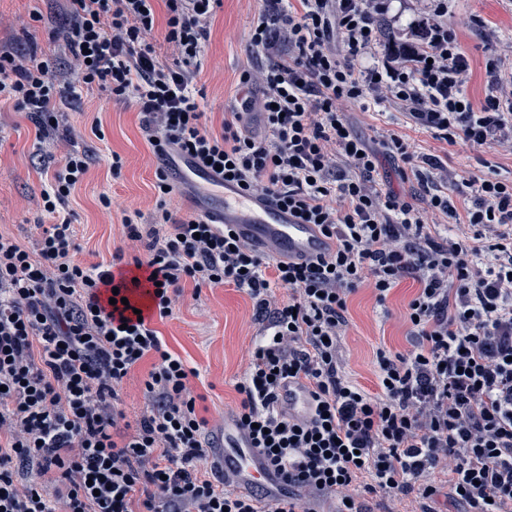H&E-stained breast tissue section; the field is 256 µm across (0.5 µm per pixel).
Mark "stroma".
Instances as JSON below:
<instances>
[{"label":"stroma","instance_id":"1","mask_svg":"<svg viewBox=\"0 0 512 512\" xmlns=\"http://www.w3.org/2000/svg\"><path fill=\"white\" fill-rule=\"evenodd\" d=\"M263 6L262 0H223L214 16L205 42L201 64L193 80L203 95V120L220 130L225 112L238 93L243 70L266 65L264 56L250 45V31ZM424 0H392L381 27L385 44L409 41L422 17ZM41 8L43 21L31 18ZM63 16L56 0H0V46L36 49L56 57L59 71H66L68 57L61 42L49 32L60 27ZM448 20L470 64L465 90L474 103H481L488 91L486 62L495 56L512 58V0H449ZM498 33L495 40L484 37L485 29ZM348 118L354 131L380 153L374 178L381 187L410 193L403 164L382 152L385 138L393 132L406 136L417 151L437 156L448 169V192L455 202L470 197L468 183L474 177L493 172L512 177V154L491 148L451 145L426 129L406 124L398 106L384 100L375 112L351 106ZM100 119L104 138L90 130L93 119ZM59 126L77 134L78 147L95 157L88 174L69 196L64 209L71 212L79 249L74 260L82 266L110 264L116 252L125 261L134 253L122 233L123 214L141 211L146 223L155 218V171L159 165L142 129L143 116L136 104L110 100L97 87H84L77 98L60 107ZM35 128L23 113L0 105V230L14 236L23 246L34 248L51 216L43 209L45 177L34 167ZM124 161L120 177H113L108 166L112 153ZM108 196L110 207H103L101 196ZM416 292L413 280L393 288L386 307H377L373 290L362 286L348 301L349 326L340 343V356L346 374L368 392H376L373 352L385 346L394 352L411 349V325L406 318L409 301ZM152 327L167 349L196 369L191 385L198 394L197 410L208 421L215 438L224 435L225 415L235 413L241 397L233 384L248 368L254 340L260 326L253 317L248 295L230 285L195 290L184 283L169 317L153 319Z\"/></svg>","mask_w":512,"mask_h":512}]
</instances>
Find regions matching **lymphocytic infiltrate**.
<instances>
[{"instance_id":"lymphocytic-infiltrate-1","label":"lymphocytic infiltrate","mask_w":512,"mask_h":512,"mask_svg":"<svg viewBox=\"0 0 512 512\" xmlns=\"http://www.w3.org/2000/svg\"><path fill=\"white\" fill-rule=\"evenodd\" d=\"M154 2L63 0L64 23L52 34L71 60L63 77L53 57L0 49V104L25 113L37 139L57 129V104L82 87L134 99L160 161L156 208L168 222L141 223L137 211L122 218L125 237L148 253L146 281L76 264L75 228L59 207L91 157L74 145L60 162L40 151L54 222L33 251L0 232V512H312L309 501L325 496L336 497V512H365L362 496L377 493L413 496L417 512H434L442 494L469 512H512V179L473 178L472 201L455 205L447 185H428L439 161L393 133L386 153L422 192L414 203L382 192L373 183L378 155L342 109L391 99L447 143L512 152V66L489 59V90L473 104L448 0H433L413 53L379 59L386 0H264L250 42L269 62L239 79L261 96L238 99L215 131L202 121L191 68L223 0H164L161 31ZM158 35L177 62L159 60ZM255 109L261 136L250 128ZM172 156L318 225L334 250L286 264L257 255L226 225L170 220ZM437 216L454 219L458 239L441 235ZM407 278L418 285L406 312L412 348L377 347L373 395L341 367L348 299L368 281L385 306ZM187 280L198 289L230 284L253 300L261 333L235 384V420L295 495L260 508L206 475L208 422L189 387L194 372L150 325L171 315ZM113 287L115 305L101 298ZM280 289L287 298H277ZM142 292L153 316L131 308ZM150 355L148 407L132 421L123 384ZM291 380L304 381L313 400L300 421L277 405ZM437 471L446 484L432 480Z\"/></svg>"}]
</instances>
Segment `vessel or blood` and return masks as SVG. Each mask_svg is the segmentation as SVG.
Masks as SVG:
<instances>
[{
    "mask_svg": "<svg viewBox=\"0 0 512 512\" xmlns=\"http://www.w3.org/2000/svg\"><path fill=\"white\" fill-rule=\"evenodd\" d=\"M183 177L196 181L201 195H216L220 206L197 203V213L216 224L233 225L236 233L247 241L256 253L284 263H304L331 252L332 240L314 224L300 223L287 210L259 196L248 194L233 182L222 181L209 172L184 167ZM280 404L294 416L305 418L311 408L308 389L290 381L279 389ZM224 479L233 488L267 498L287 492L280 476L258 453L249 434L234 418L224 420Z\"/></svg>",
    "mask_w": 512,
    "mask_h": 512,
    "instance_id": "b4317fda",
    "label": "vessel or blood"
}]
</instances>
